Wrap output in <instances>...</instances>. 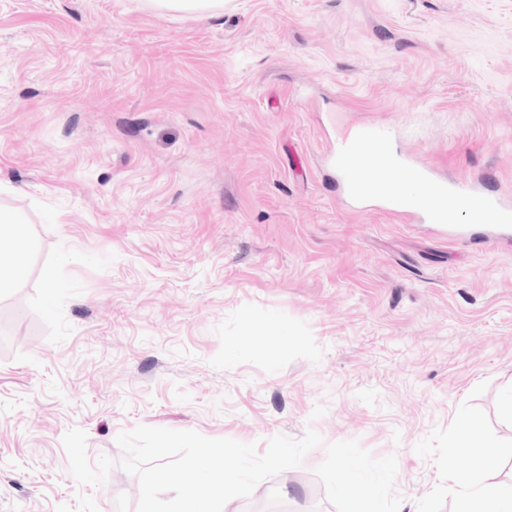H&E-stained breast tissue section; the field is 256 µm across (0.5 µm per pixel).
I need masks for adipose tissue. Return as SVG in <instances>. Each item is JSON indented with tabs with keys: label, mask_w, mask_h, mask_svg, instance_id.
Masks as SVG:
<instances>
[{
	"label": "adipose tissue",
	"mask_w": 512,
	"mask_h": 512,
	"mask_svg": "<svg viewBox=\"0 0 512 512\" xmlns=\"http://www.w3.org/2000/svg\"><path fill=\"white\" fill-rule=\"evenodd\" d=\"M19 238L17 217L0 211V242L14 243L11 249H0V289L13 287L26 274V253ZM449 445L472 462L469 473L450 476L448 491L454 498L455 512H512V479L498 476L506 449L483 437L471 416L463 419Z\"/></svg>",
	"instance_id": "adipose-tissue-1"
}]
</instances>
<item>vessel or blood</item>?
Here are the masks:
<instances>
[{
	"label": "vessel or blood",
	"instance_id": "b4317fda",
	"mask_svg": "<svg viewBox=\"0 0 512 512\" xmlns=\"http://www.w3.org/2000/svg\"><path fill=\"white\" fill-rule=\"evenodd\" d=\"M375 139L381 148L369 150L363 138H353L332 157L338 169L346 170V183L350 196L360 203L377 201L378 196L370 191L367 184L359 180L360 173H368L371 178L392 182L408 176L426 189L427 201L420 204L421 218L429 224H444L448 221V200H464L481 218L499 226L502 230L512 229V205L501 199L484 194L464 181L445 182L435 177L433 171L408 156L394 151L389 131H377Z\"/></svg>",
	"mask_w": 512,
	"mask_h": 512
}]
</instances>
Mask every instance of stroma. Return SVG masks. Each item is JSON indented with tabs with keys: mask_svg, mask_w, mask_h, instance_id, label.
Masks as SVG:
<instances>
[{
	"mask_svg": "<svg viewBox=\"0 0 512 512\" xmlns=\"http://www.w3.org/2000/svg\"><path fill=\"white\" fill-rule=\"evenodd\" d=\"M384 127L512 198V0H0V512L76 506L64 434L117 462L141 424L321 435L235 512H358L348 463L452 512L462 417L512 445V238L347 205L328 153ZM88 493L136 512L117 466ZM159 9L176 12H220L224 9L223 0H151ZM13 240L15 245L2 250V241ZM26 253L20 242V223L13 214L0 211V289L12 288L26 274Z\"/></svg>",
	"mask_w": 512,
	"mask_h": 512,
	"instance_id": "1",
	"label": "stroma"
}]
</instances>
